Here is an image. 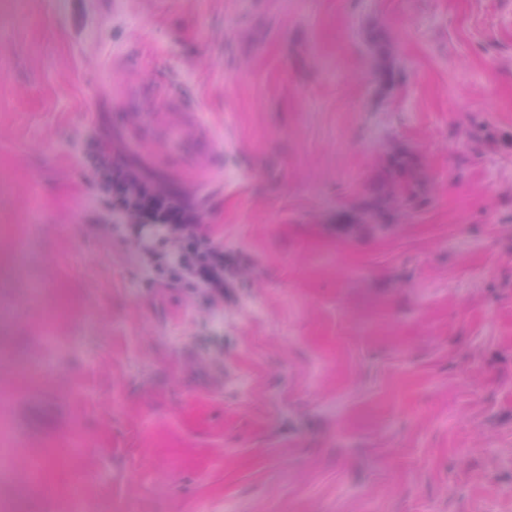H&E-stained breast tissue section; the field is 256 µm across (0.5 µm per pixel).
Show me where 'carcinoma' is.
Returning <instances> with one entry per match:
<instances>
[{"label":"carcinoma","instance_id":"1","mask_svg":"<svg viewBox=\"0 0 512 512\" xmlns=\"http://www.w3.org/2000/svg\"><path fill=\"white\" fill-rule=\"evenodd\" d=\"M374 55L377 60V71L382 80L392 78L390 51L379 41H374ZM418 174L406 154L399 153L391 159L382 177L373 187L368 196L364 197L350 212L342 225L345 232L357 233L369 228L380 230L379 224L386 214L389 203L395 198L413 199L417 196Z\"/></svg>","mask_w":512,"mask_h":512}]
</instances>
